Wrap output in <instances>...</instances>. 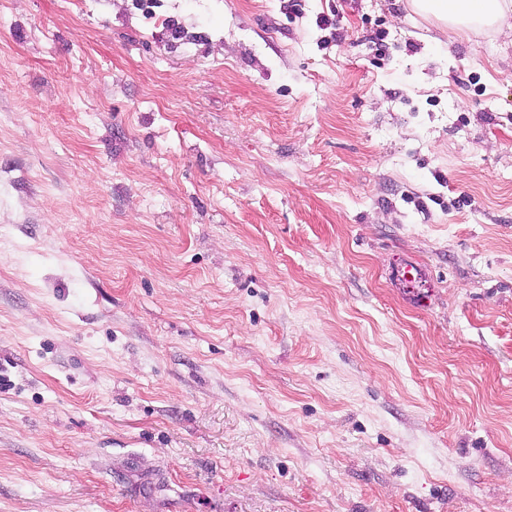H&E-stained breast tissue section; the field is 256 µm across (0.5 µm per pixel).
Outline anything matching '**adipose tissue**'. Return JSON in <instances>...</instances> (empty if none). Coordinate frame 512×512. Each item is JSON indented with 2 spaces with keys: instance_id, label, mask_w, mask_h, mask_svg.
<instances>
[{
  "instance_id": "adipose-tissue-1",
  "label": "adipose tissue",
  "mask_w": 512,
  "mask_h": 512,
  "mask_svg": "<svg viewBox=\"0 0 512 512\" xmlns=\"http://www.w3.org/2000/svg\"><path fill=\"white\" fill-rule=\"evenodd\" d=\"M410 7L454 30L512 31V0H410Z\"/></svg>"
}]
</instances>
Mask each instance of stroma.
Listing matches in <instances>:
<instances>
[{
  "label": "stroma",
  "mask_w": 512,
  "mask_h": 512,
  "mask_svg": "<svg viewBox=\"0 0 512 512\" xmlns=\"http://www.w3.org/2000/svg\"><path fill=\"white\" fill-rule=\"evenodd\" d=\"M140 2L0 0V512H512V35Z\"/></svg>",
  "instance_id": "stroma-1"
}]
</instances>
